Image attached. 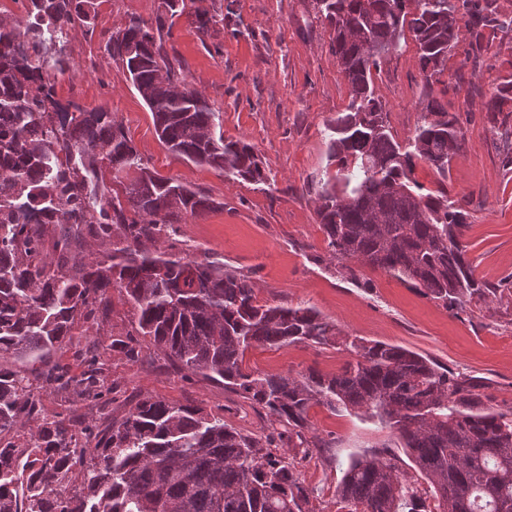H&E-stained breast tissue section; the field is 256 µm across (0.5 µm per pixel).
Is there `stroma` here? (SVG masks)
<instances>
[{
	"label": "stroma",
	"mask_w": 512,
	"mask_h": 512,
	"mask_svg": "<svg viewBox=\"0 0 512 512\" xmlns=\"http://www.w3.org/2000/svg\"><path fill=\"white\" fill-rule=\"evenodd\" d=\"M197 4L214 17L208 30L183 13L164 31L163 48L182 68L189 87L220 111L225 137L254 145L272 177L270 184L229 181L172 154L159 140L151 112L127 81L121 60L109 55V35L134 17L154 22L165 11L162 0H97L94 16L76 24L67 45L70 69L57 79L58 97L110 112L151 169L219 201V208L186 217L180 236L251 275L260 302H309L345 333L409 348L450 371L482 380L492 406L512 411V118L495 119L484 107L504 73L502 59L512 56V32L499 34L492 52L477 63L467 56V33H460L448 61V84L434 85L430 92L458 116L464 142L447 178L422 161L414 169L425 192L447 190L469 211L467 256L476 278L497 291L456 312L382 271L359 267V280L353 283L318 261L326 244L307 185L327 168L325 128L343 112L349 92L314 0ZM373 80L392 136L408 143L423 120L428 92L412 38L381 59ZM111 302L97 336L106 349L99 364L113 390L111 400L77 401L48 389L41 393L42 416L76 425L92 419L104 427L150 395L203 408L247 434L283 432L265 409L221 383L180 370L150 348L135 357L113 349V339L132 331L134 316L122 295L112 294ZM350 359L349 352L334 346L298 344L249 349L243 365L269 374L311 369L332 374ZM308 423V436L329 445L310 449L298 466L299 479L313 491L316 512H337L336 486L351 455L396 447L397 439L357 411L315 405Z\"/></svg>",
	"instance_id": "stroma-1"
}]
</instances>
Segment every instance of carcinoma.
Wrapping results in <instances>:
<instances>
[{"label": "carcinoma", "instance_id": "1", "mask_svg": "<svg viewBox=\"0 0 512 512\" xmlns=\"http://www.w3.org/2000/svg\"><path fill=\"white\" fill-rule=\"evenodd\" d=\"M315 2L349 88L345 111L327 124L336 170L311 182L329 262L352 282L349 261L390 273L456 311L496 295L468 262L464 205L422 193L412 178L416 159L448 178L464 138L458 117L427 93L424 123L403 148L372 70L408 31L430 88L448 69L459 24L477 57L512 32V15L497 0ZM93 9L94 0H27L25 20L0 23V512H313L283 449L303 440L315 404L391 429L418 474L383 448L352 459L336 487L348 512H512V413L487 405L483 383L403 346L344 336L304 301L259 303L250 275L177 239L186 216L219 203L151 169L112 113L57 99L69 32ZM162 27L133 18L107 39L160 140L226 178L269 184L255 147L224 138L220 112L163 54ZM508 65L486 103L494 116L512 114ZM91 239L103 249L86 253ZM114 288L154 351L285 422L282 444L152 396L97 433L40 418L44 384L104 396L95 362L65 381L50 360L79 324L91 335ZM296 344L342 345L356 360L298 377L243 366L252 347ZM11 361L35 368L25 375ZM37 419L20 447L14 431Z\"/></svg>", "mask_w": 512, "mask_h": 512}]
</instances>
